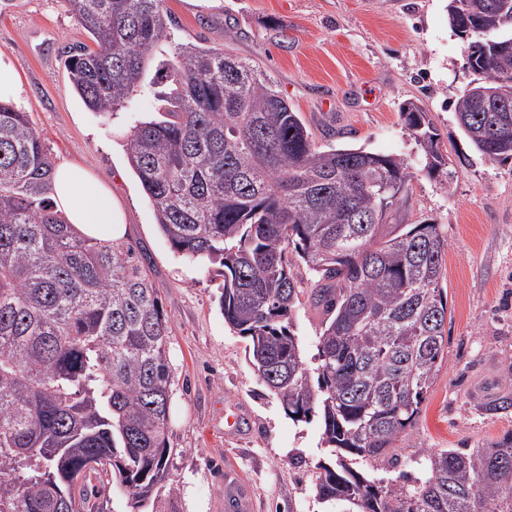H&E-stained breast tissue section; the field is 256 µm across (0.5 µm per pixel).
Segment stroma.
I'll return each mask as SVG.
<instances>
[{
    "instance_id": "obj_1",
    "label": "stroma",
    "mask_w": 512,
    "mask_h": 512,
    "mask_svg": "<svg viewBox=\"0 0 512 512\" xmlns=\"http://www.w3.org/2000/svg\"><path fill=\"white\" fill-rule=\"evenodd\" d=\"M448 0H166L170 45L231 46L256 62L299 112L317 148L363 147L412 156L399 117L421 103L439 130L452 171L447 184L417 173L402 224H438L447 239L443 286L448 343L416 424L398 443L400 470L425 448H475L512 433V411L483 402L512 395V160L481 156L457 125L454 105L473 75L465 40L448 26ZM90 38L65 0H0V53L20 80L18 110L30 115L53 163L87 169L111 186L132 243L171 327L167 445L173 450L174 512H227L224 470L251 487L256 512H325L313 490L316 465L330 462L320 421L288 418L246 355L247 341L224 322L217 265L179 255L128 164L125 138L156 112L152 93L103 118L73 91L70 48ZM295 332L314 364L321 315L301 295ZM244 410L239 429L225 414Z\"/></svg>"
}]
</instances>
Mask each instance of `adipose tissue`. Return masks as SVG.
I'll use <instances>...</instances> for the list:
<instances>
[{"label":"adipose tissue","instance_id":"1","mask_svg":"<svg viewBox=\"0 0 512 512\" xmlns=\"http://www.w3.org/2000/svg\"><path fill=\"white\" fill-rule=\"evenodd\" d=\"M53 203L82 235L104 241L122 240L124 214L110 188L95 184L91 175L69 163L55 166Z\"/></svg>","mask_w":512,"mask_h":512}]
</instances>
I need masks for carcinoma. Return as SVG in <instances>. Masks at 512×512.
I'll list each match as a JSON object with an SVG mask.
<instances>
[{
  "label": "carcinoma",
  "mask_w": 512,
  "mask_h": 512,
  "mask_svg": "<svg viewBox=\"0 0 512 512\" xmlns=\"http://www.w3.org/2000/svg\"><path fill=\"white\" fill-rule=\"evenodd\" d=\"M90 35L67 59L74 91L100 114L141 91L166 39L164 0H67ZM502 0H449L479 85H512ZM158 116L126 138L129 164L176 252L218 263L224 322L295 421H321L335 466L316 497L337 512H512V435L477 448L424 449L420 475L382 486L358 460L399 463L444 357L437 224H391L409 205L414 164L363 148L314 146L299 113L231 51L174 47L158 75ZM457 124L481 155L512 160V115L468 92ZM424 170L448 183L437 128L402 107ZM54 165L28 113L0 100V512H101L104 479L132 512L175 495L167 447L170 326L133 245L82 236L49 197ZM314 276L318 364H305L293 313L296 267Z\"/></svg>",
  "instance_id": "1"
}]
</instances>
